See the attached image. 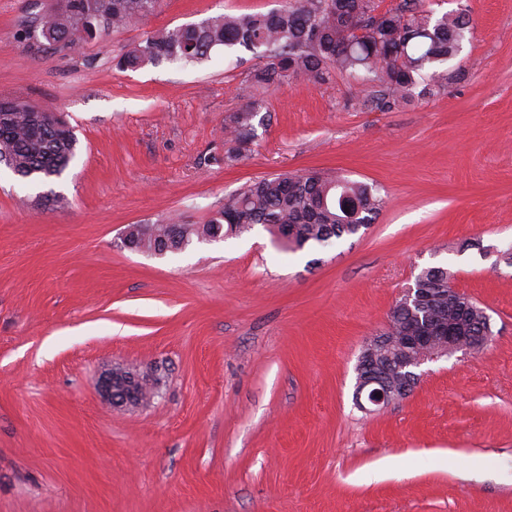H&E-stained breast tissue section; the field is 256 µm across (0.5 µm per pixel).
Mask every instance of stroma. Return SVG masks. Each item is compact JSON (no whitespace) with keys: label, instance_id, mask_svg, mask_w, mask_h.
<instances>
[{"label":"stroma","instance_id":"obj_1","mask_svg":"<svg viewBox=\"0 0 512 512\" xmlns=\"http://www.w3.org/2000/svg\"><path fill=\"white\" fill-rule=\"evenodd\" d=\"M50 2L0 0V97L78 139L61 176L0 167V512H512V0H430L470 12L462 78L390 111L342 77L253 91L245 51L113 65L149 34L282 0H162L74 47L36 33ZM255 95L257 136L225 165L224 120ZM300 170L387 204L317 249L279 250L260 225L161 256L124 244L129 225L204 224L245 184ZM433 266L492 340L361 411L358 358ZM115 365L162 368L149 406L100 396Z\"/></svg>","mask_w":512,"mask_h":512}]
</instances>
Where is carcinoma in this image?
I'll use <instances>...</instances> for the list:
<instances>
[{
    "mask_svg": "<svg viewBox=\"0 0 512 512\" xmlns=\"http://www.w3.org/2000/svg\"><path fill=\"white\" fill-rule=\"evenodd\" d=\"M160 0H54L41 17L56 45L101 37L153 14ZM377 0H285L282 7L243 16L219 15L199 23L164 29L116 57L121 70L148 64L183 61L201 63L218 49L241 47L258 60L248 75L256 88H270L297 79L318 83L335 76L351 77L369 89L364 102L388 111L407 103L414 89L432 95L456 78L440 66L454 58L470 29L464 10L440 16L426 7V0H401L378 12ZM35 106L19 100H0V112L11 113V123L0 124V151L10 153L23 177H59L76 154L77 139L61 118L45 125L30 120ZM263 102L252 98L228 117L229 143L224 164L240 160L254 140L253 120ZM386 205L379 190L344 175L325 176L316 171L283 173L256 179L224 201L205 224L178 221L130 225L134 250L152 253L184 249L198 239L240 236L263 225L280 247L302 250L331 239L357 234L354 225L374 223ZM450 272L443 267L421 271L415 287L431 295V311L405 304L388 315L383 336H402L415 329L422 336L436 335L431 317L447 320L455 336H492L484 308L461 295L464 310L448 306ZM388 350L371 359H358L365 373L389 365Z\"/></svg>",
    "mask_w": 512,
    "mask_h": 512,
    "instance_id": "obj_1",
    "label": "carcinoma"
}]
</instances>
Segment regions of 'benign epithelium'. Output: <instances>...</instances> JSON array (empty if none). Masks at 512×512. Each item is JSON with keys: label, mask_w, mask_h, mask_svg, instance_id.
I'll return each mask as SVG.
<instances>
[{"label": "benign epithelium", "mask_w": 512, "mask_h": 512, "mask_svg": "<svg viewBox=\"0 0 512 512\" xmlns=\"http://www.w3.org/2000/svg\"><path fill=\"white\" fill-rule=\"evenodd\" d=\"M443 340L444 345L441 346L430 336L403 337L395 368L396 376L388 381L380 377L358 376L356 401H364L378 411L396 398L406 395L415 386L420 379L416 370L422 365L461 348L477 354L487 345V340L482 336H445ZM158 379L156 368L140 373L114 366L98 377L96 388L113 407L130 410L143 406V393L157 388Z\"/></svg>", "instance_id": "7a95c632"}]
</instances>
